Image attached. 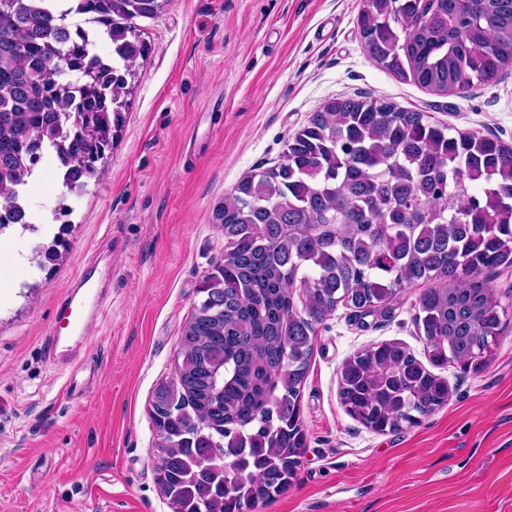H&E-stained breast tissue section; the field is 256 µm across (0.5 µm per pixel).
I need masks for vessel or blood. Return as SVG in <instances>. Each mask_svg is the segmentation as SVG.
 <instances>
[{
    "label": "vessel or blood",
    "instance_id": "b4317fda",
    "mask_svg": "<svg viewBox=\"0 0 512 512\" xmlns=\"http://www.w3.org/2000/svg\"><path fill=\"white\" fill-rule=\"evenodd\" d=\"M97 270L96 262L83 264L72 295L61 301L57 317L52 323L45 341V354L52 364H60L66 355L62 349L64 341L74 344L87 341L92 333V325L103 316L100 298L95 290L93 277Z\"/></svg>",
    "mask_w": 512,
    "mask_h": 512
}]
</instances>
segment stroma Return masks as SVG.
<instances>
[{"label":"stroma","instance_id":"obj_1","mask_svg":"<svg viewBox=\"0 0 512 512\" xmlns=\"http://www.w3.org/2000/svg\"><path fill=\"white\" fill-rule=\"evenodd\" d=\"M363 0H167L102 173L71 198L67 249L34 270L26 234L0 246V512H172L154 479V389L172 376L197 289L224 255L214 206L275 165L314 112L371 96L512 145V65L443 96L372 61ZM106 311L61 370L44 338L85 259ZM420 287L316 327L301 393L307 450L288 491L255 512H512V324L480 371L448 364V401L377 433L341 402V370L383 342L427 349Z\"/></svg>","mask_w":512,"mask_h":512}]
</instances>
